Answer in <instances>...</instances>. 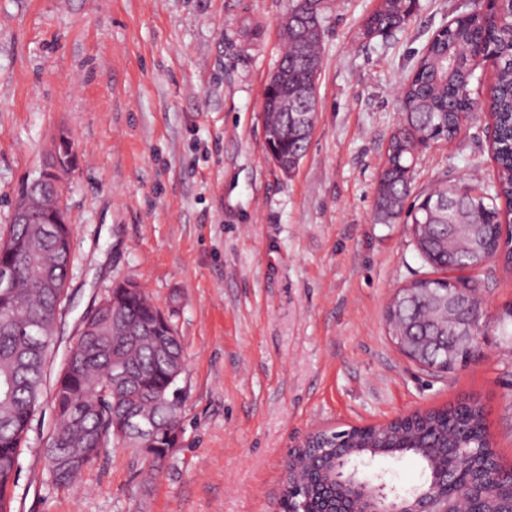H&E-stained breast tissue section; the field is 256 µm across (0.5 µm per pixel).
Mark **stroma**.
<instances>
[{
  "label": "stroma",
  "mask_w": 512,
  "mask_h": 512,
  "mask_svg": "<svg viewBox=\"0 0 512 512\" xmlns=\"http://www.w3.org/2000/svg\"><path fill=\"white\" fill-rule=\"evenodd\" d=\"M295 0H0V229L66 133L75 229L64 353L112 283L139 284L180 337L179 448L149 489L143 458L109 448L79 491L20 451L11 512H281L288 448L314 429L380 425L465 398L512 467V269L476 274L480 353L422 367L388 335L395 292L430 273L403 220L377 223L376 188L403 116L399 89L433 34L471 0H413L405 24L362 35L379 0H326L318 112L284 174L265 147L264 92ZM485 113L418 152L409 203L434 180L490 182Z\"/></svg>",
  "instance_id": "obj_1"
}]
</instances>
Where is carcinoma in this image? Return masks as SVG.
I'll return each mask as SVG.
<instances>
[{"label":"carcinoma","instance_id":"obj_1","mask_svg":"<svg viewBox=\"0 0 512 512\" xmlns=\"http://www.w3.org/2000/svg\"><path fill=\"white\" fill-rule=\"evenodd\" d=\"M409 0H380L366 19V39L399 28L409 14ZM292 11L305 17L300 29L282 30L281 79L272 96L264 98L266 125L288 132L275 141L280 168L294 170L305 156L310 133L298 120L305 107L301 89L314 80V68L323 63L324 0H297ZM492 59L496 84L492 96L493 159L498 176L490 190L461 194L442 181L405 209L412 179L411 163L427 140H453L461 114L473 112V84L478 71ZM404 112L402 135L392 136L388 167L381 172L375 215L392 224L407 214L416 246L428 253L425 263L435 270L452 266L482 265L488 254L503 250L504 265L512 266V239L500 243L502 224L512 227V2L501 5L497 24L487 28L484 5L433 35L406 77L401 92ZM40 224H10L0 233V246L32 244L49 253L54 265L50 285L39 284L37 269L21 253L12 287L0 291V512L13 494L20 469L19 448L27 442L32 421L43 402L55 357L58 319L67 298L70 244L73 227L57 225L56 235L41 236ZM448 283L415 280L399 290L387 308L390 335L415 363L445 368L460 360L471 361L456 350L454 337L467 323L480 318L474 295L457 308L445 309L438 298ZM123 300L118 311L95 306L84 317L77 338L67 348L53 381L50 400L55 423L41 448L48 480L56 487L74 489L85 469L105 448L128 449L149 462L143 488L177 447L182 433L183 398L177 386L186 366L179 337L163 324L161 309L140 287L134 291L119 282L109 289ZM153 423L155 432L143 437L131 427L117 428L118 415ZM483 407L460 401L395 421L381 431L358 430L340 442L333 431L319 432L310 451L318 464L307 468L300 456L290 458L288 479L309 486V512L345 505L350 482L336 484L329 462L336 457L359 476L365 459L416 456L423 463L425 481L409 495H397L401 507L411 505L430 490L439 473L460 467L456 483L448 485V510L473 507L478 512H501L512 498V478L503 470L501 480L485 483L484 470L501 467L490 450L461 466L459 449L480 448L488 436ZM472 484L481 494L466 502Z\"/></svg>","mask_w":512,"mask_h":512}]
</instances>
